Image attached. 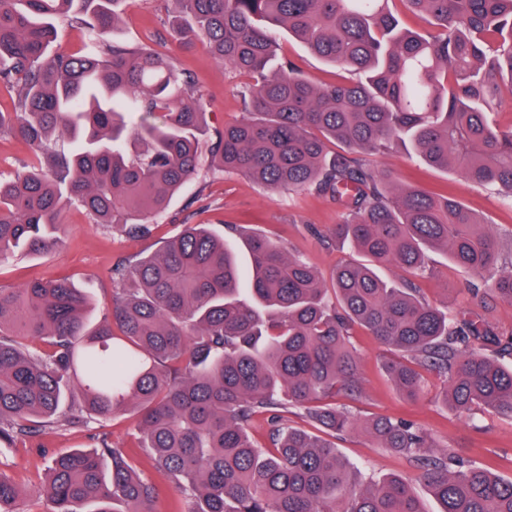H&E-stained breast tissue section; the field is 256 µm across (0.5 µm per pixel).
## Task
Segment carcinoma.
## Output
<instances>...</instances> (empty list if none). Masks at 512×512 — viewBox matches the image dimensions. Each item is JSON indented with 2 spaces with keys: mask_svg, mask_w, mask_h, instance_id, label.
Listing matches in <instances>:
<instances>
[{
  "mask_svg": "<svg viewBox=\"0 0 512 512\" xmlns=\"http://www.w3.org/2000/svg\"><path fill=\"white\" fill-rule=\"evenodd\" d=\"M395 1L425 27L402 28ZM124 2L0 0V86L12 97L0 134L21 135L38 160L0 176V262L52 249L69 207L149 235L205 150L226 173L328 198L338 221L311 233L362 259L327 282L251 234L244 273L224 236L188 224L112 267L110 313L91 328L88 295L66 279L0 288V446L131 408L138 447L187 512H423L406 479L372 483L337 452L331 439L361 429L409 459L440 512H512V479L434 449L406 419L363 423L328 403L362 393L350 346L362 329L395 354L385 370L407 399L433 373L456 414L512 417V366L492 354L512 351V333L474 310L512 303L496 234L453 195L395 183L370 161L399 143L512 206V124L490 118L512 92V0H172L175 34L246 78L245 116L221 130L169 57L113 38ZM62 23L87 29L83 50L53 48ZM273 27L348 77L316 82L277 55ZM433 249L481 277L453 315L418 283ZM384 266L402 283L382 279ZM76 377L81 399L67 409ZM258 416L272 426L268 447L249 433ZM41 492L47 512H152L155 488L104 445L54 457ZM25 495L0 476V512H23Z\"/></svg>",
  "mask_w": 512,
  "mask_h": 512,
  "instance_id": "cac0c4a2",
  "label": "carcinoma"
}]
</instances>
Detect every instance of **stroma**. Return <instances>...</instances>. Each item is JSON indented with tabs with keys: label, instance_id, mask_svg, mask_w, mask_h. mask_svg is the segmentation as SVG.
I'll return each instance as SVG.
<instances>
[{
	"label": "stroma",
	"instance_id": "stroma-1",
	"mask_svg": "<svg viewBox=\"0 0 512 512\" xmlns=\"http://www.w3.org/2000/svg\"><path fill=\"white\" fill-rule=\"evenodd\" d=\"M171 9L170 0H126L118 38L150 44L171 57L201 90V104L210 127L220 128L242 118L244 105L237 91L241 77L226 73L200 44H182L169 23ZM275 37L281 53L317 82L332 84L343 79V69L311 56L285 32L276 31ZM374 163L395 182L418 184L436 193L451 192L484 215L497 234L503 253H512V207L503 203L495 190L469 185L458 175L429 167L420 157L399 147L375 158ZM336 221L335 205L317 194L273 192L244 175L214 170L170 200L148 238L129 236L119 226L104 228L76 208L66 209L59 244L39 256L19 254L0 262V288L18 287L30 277H69L96 300L97 307L89 320L97 322L112 299L113 264L155 250L163 238L176 234L184 224H207L219 232L233 225L244 235L256 230L264 232L287 251L302 255L326 277L338 262L348 258L349 252L337 245L325 246L314 232L326 230ZM428 266L422 281L425 298L441 309L455 311L468 286L477 282V275L459 269L440 251L430 252ZM353 343L359 354L364 395L358 399L337 396V406L364 419L390 415L411 420L439 449H452L472 464L490 468L501 478H512L511 417L482 411L468 418L456 416L440 404L443 383L433 375L418 400L405 401L383 371L384 351L373 337L360 330ZM137 425V416L125 412L86 428L47 429L27 446L0 447V473L29 490L30 496L22 504L24 512H45V500L35 497L33 491L42 483L50 456L71 449L96 448L104 441L133 450ZM336 446L352 466L374 481L391 475L406 477L413 472L406 457L378 447L364 432L338 439Z\"/></svg>",
	"mask_w": 512,
	"mask_h": 512
}]
</instances>
